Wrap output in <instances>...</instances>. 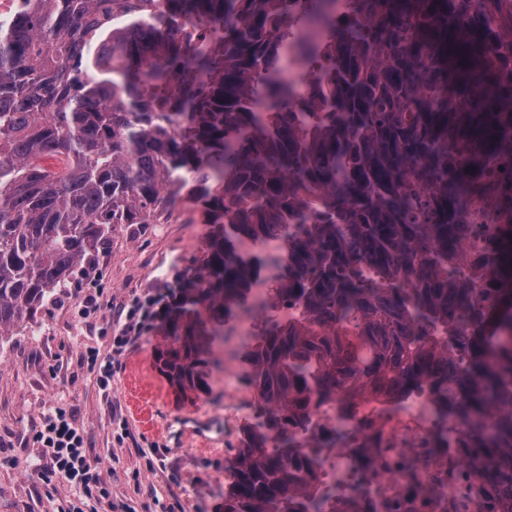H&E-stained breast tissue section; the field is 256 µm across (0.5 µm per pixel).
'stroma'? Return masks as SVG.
<instances>
[{
    "label": "stroma",
    "instance_id": "1",
    "mask_svg": "<svg viewBox=\"0 0 512 512\" xmlns=\"http://www.w3.org/2000/svg\"><path fill=\"white\" fill-rule=\"evenodd\" d=\"M204 256L203 224H150L118 230L92 269L76 271L63 292L37 313L43 334L21 333L0 348V512H59L66 486L45 485L24 458L41 407L75 409L90 450L114 473L112 497L130 512H224V367L234 345L202 367L209 388L188 390L159 368L169 339L164 302ZM100 295L98 315L83 319L77 299ZM149 314L137 339L115 357L112 394L103 398L85 350L102 346L103 329L124 323L123 308Z\"/></svg>",
    "mask_w": 512,
    "mask_h": 512
}]
</instances>
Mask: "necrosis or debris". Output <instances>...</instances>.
I'll return each mask as SVG.
<instances>
[{
    "label": "necrosis or debris",
    "mask_w": 512,
    "mask_h": 512,
    "mask_svg": "<svg viewBox=\"0 0 512 512\" xmlns=\"http://www.w3.org/2000/svg\"><path fill=\"white\" fill-rule=\"evenodd\" d=\"M315 35L299 24L280 49L304 101L318 95L320 74L297 61L295 48ZM241 374L224 369L228 449L238 420L257 419V390L239 388ZM463 429L431 391L393 385L359 399L340 388L335 401L289 425L295 451L288 470L320 512H504L500 487L480 477L477 461L456 440Z\"/></svg>",
    "instance_id": "4bbe7bcc"
}]
</instances>
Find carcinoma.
<instances>
[{
  "instance_id": "carcinoma-1",
  "label": "carcinoma",
  "mask_w": 512,
  "mask_h": 512,
  "mask_svg": "<svg viewBox=\"0 0 512 512\" xmlns=\"http://www.w3.org/2000/svg\"><path fill=\"white\" fill-rule=\"evenodd\" d=\"M116 0H37L0 20V344L90 266L122 224L178 209L209 225L169 307L161 371L203 390L229 318L270 311L247 353L264 402L242 426L224 512H312L288 479V423L336 396L425 384L469 428L512 512V229L495 280L463 265L460 223L512 147V74L473 0H160L105 27ZM323 29L322 105L276 42L288 18ZM468 332L456 335L455 308Z\"/></svg>"
}]
</instances>
